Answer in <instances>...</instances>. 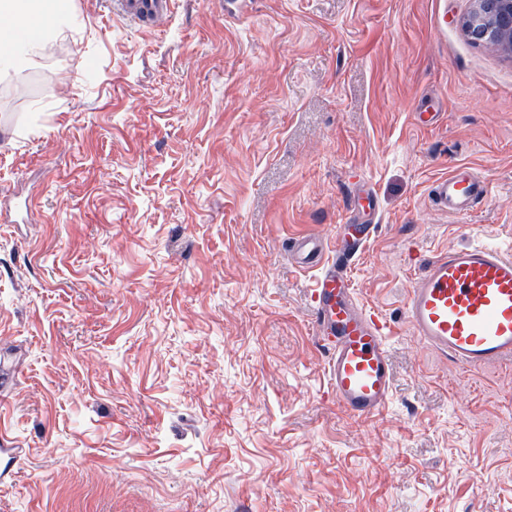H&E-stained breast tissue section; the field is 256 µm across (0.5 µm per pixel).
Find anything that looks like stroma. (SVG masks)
I'll use <instances>...</instances> for the list:
<instances>
[{
    "mask_svg": "<svg viewBox=\"0 0 512 512\" xmlns=\"http://www.w3.org/2000/svg\"><path fill=\"white\" fill-rule=\"evenodd\" d=\"M472 0H72L0 71V512H512V363L468 371L404 302L451 246L512 253V59ZM434 113L421 123L418 113ZM487 183L465 215L432 183ZM347 271L394 385L336 403L315 270ZM112 12L148 28L157 27L170 14V0H111ZM433 205L441 211L467 212L486 195V184L475 169L460 165L448 176L435 181L430 189ZM350 224L356 225L355 234L352 236H345L341 234L336 235V255L344 254L347 251L353 250L356 248L358 250L360 244L366 240L373 229V224H366L360 217H353Z\"/></svg>",
    "mask_w": 512,
    "mask_h": 512,
    "instance_id": "stroma-1",
    "label": "stroma"
}]
</instances>
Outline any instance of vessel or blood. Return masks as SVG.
Wrapping results in <instances>:
<instances>
[{"instance_id":"b4317fda","label":"vessel or blood","mask_w":512,"mask_h":512,"mask_svg":"<svg viewBox=\"0 0 512 512\" xmlns=\"http://www.w3.org/2000/svg\"><path fill=\"white\" fill-rule=\"evenodd\" d=\"M171 0H112L113 13L148 28L170 14ZM441 211L467 212L486 195L475 169L455 168L430 189ZM354 235H337L339 254L358 248L372 230L353 218ZM292 251L317 269L312 290L315 332L328 350L327 373L337 404L354 416L380 413L392 393L389 355L381 328L354 300L337 258L304 236ZM406 321L413 334L461 367L481 370L512 360V255L486 244L450 247L429 261L410 289Z\"/></svg>"}]
</instances>
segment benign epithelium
<instances>
[{
  "label": "benign epithelium",
  "mask_w": 512,
  "mask_h": 512,
  "mask_svg": "<svg viewBox=\"0 0 512 512\" xmlns=\"http://www.w3.org/2000/svg\"><path fill=\"white\" fill-rule=\"evenodd\" d=\"M461 29L472 42L512 57V0H472Z\"/></svg>",
  "instance_id": "obj_1"
}]
</instances>
